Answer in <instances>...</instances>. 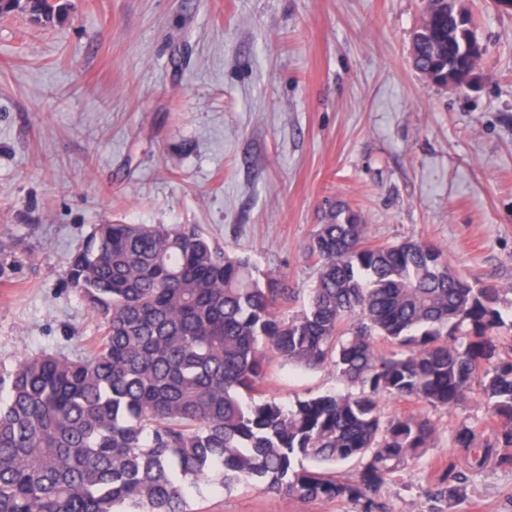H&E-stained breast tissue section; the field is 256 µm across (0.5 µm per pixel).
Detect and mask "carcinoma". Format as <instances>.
I'll use <instances>...</instances> for the list:
<instances>
[{
    "label": "carcinoma",
    "mask_w": 512,
    "mask_h": 512,
    "mask_svg": "<svg viewBox=\"0 0 512 512\" xmlns=\"http://www.w3.org/2000/svg\"><path fill=\"white\" fill-rule=\"evenodd\" d=\"M27 2L47 17L64 9ZM483 52L464 0H427L417 71L460 89ZM304 251L317 277L287 315L297 289L259 279L195 225H95L65 274L104 334L85 360L26 358L0 378V512H187L185 486L199 481L373 512L368 492L437 433L420 414L382 421V394L432 409L479 402L487 418L462 423L455 447L472 474L509 461L497 449L512 447V288L460 272L427 241L373 245L341 204ZM277 360L331 367L357 392L265 397ZM296 457L325 468L296 471ZM349 460L353 477L328 468Z\"/></svg>",
    "instance_id": "1"
}]
</instances>
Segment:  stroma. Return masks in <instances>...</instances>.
<instances>
[{"instance_id": "stroma-1", "label": "stroma", "mask_w": 512, "mask_h": 512, "mask_svg": "<svg viewBox=\"0 0 512 512\" xmlns=\"http://www.w3.org/2000/svg\"><path fill=\"white\" fill-rule=\"evenodd\" d=\"M426 0H67L0 15V376L79 360L99 320L64 270L94 225L196 224L258 270L306 289L303 247L336 202L371 243L430 241L471 277L512 286V12L469 0L485 48L471 86L411 60ZM331 368L277 362L282 403L343 389ZM382 420L427 413L433 448L373 494L384 512H512V464L468 475L453 432L485 409L381 396ZM191 512H356L241 484L190 488Z\"/></svg>"}]
</instances>
